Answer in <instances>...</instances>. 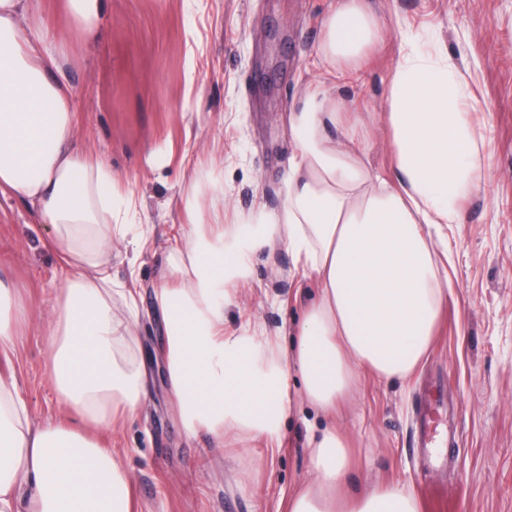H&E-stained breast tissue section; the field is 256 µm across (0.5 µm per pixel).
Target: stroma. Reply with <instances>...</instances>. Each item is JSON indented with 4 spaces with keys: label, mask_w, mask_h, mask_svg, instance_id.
<instances>
[{
    "label": "stroma",
    "mask_w": 512,
    "mask_h": 512,
    "mask_svg": "<svg viewBox=\"0 0 512 512\" xmlns=\"http://www.w3.org/2000/svg\"><path fill=\"white\" fill-rule=\"evenodd\" d=\"M336 0H103L95 40L83 39L63 0H27L30 16L56 31L60 77L74 91L77 144L111 169L130 208L115 222L151 241L135 264L113 257L106 273L135 293L137 350L146 358L150 393L142 415L104 432L118 451L141 512H283L293 491L313 479L310 428L323 419L299 400L280 422L281 446L188 435L164 373V340L152 286L172 261L171 243L190 223L196 189L225 223L276 212L287 196L293 154L288 124L309 83L332 87L366 134L364 160L390 174L393 155L383 124L385 96L402 53L452 57L473 75V101L485 135L480 186L448 227V295L435 344L405 380L364 376L336 414L350 441V491L401 484L422 512H512V0H368L382 38L358 63L323 62V22ZM50 225L32 223L24 206H0V279L29 310L15 361L36 421L62 411L47 375L44 335L64 281L42 240ZM314 273L296 265L274 237L224 308V328L280 335L316 298ZM439 402L438 447L419 445L417 419Z\"/></svg>",
    "instance_id": "35a3bbf8"
}]
</instances>
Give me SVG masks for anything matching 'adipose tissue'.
<instances>
[{
    "mask_svg": "<svg viewBox=\"0 0 512 512\" xmlns=\"http://www.w3.org/2000/svg\"><path fill=\"white\" fill-rule=\"evenodd\" d=\"M364 0H336L321 52L329 65L353 62L380 36ZM49 27L26 21L24 0H0V200H20L68 274L55 297L49 379L67 417L31 418L12 369L26 308L0 315V512H131L132 480L89 432L138 417L148 391L144 362L129 353L130 327L116 323L100 268L124 241L103 192L112 173L78 148L72 88L60 80ZM468 69L450 58L400 56L383 121L394 178L374 174L358 153L357 122L331 90L307 87L290 125L295 153L281 211L236 220L212 237L191 230L153 287L163 326L172 396L187 433L206 431L214 448L233 430L281 441L289 363L297 361L307 403L331 417L360 375L407 379L433 343L448 286L434 250L460 201L479 185L484 136L471 124ZM315 273L295 357L273 336L224 330V305L273 233ZM312 485L296 489L288 512H421L396 484L350 496L344 435L326 428L310 442Z\"/></svg>",
    "mask_w": 512,
    "mask_h": 512,
    "instance_id": "ef3b65f1",
    "label": "adipose tissue"
}]
</instances>
